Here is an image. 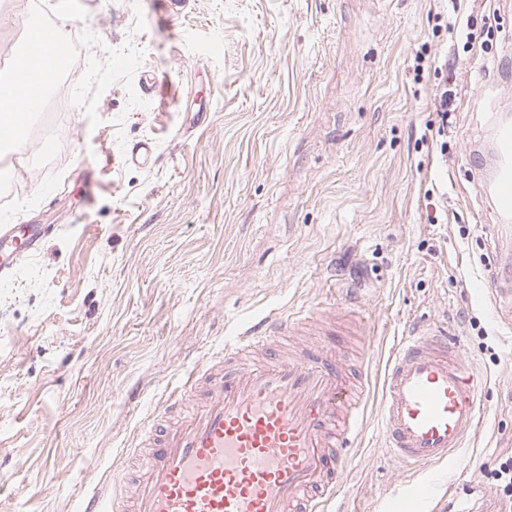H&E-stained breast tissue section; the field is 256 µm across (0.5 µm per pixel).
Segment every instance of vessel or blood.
Returning a JSON list of instances; mask_svg holds the SVG:
<instances>
[{
  "mask_svg": "<svg viewBox=\"0 0 512 512\" xmlns=\"http://www.w3.org/2000/svg\"><path fill=\"white\" fill-rule=\"evenodd\" d=\"M491 210L512 219V121L495 120ZM335 310L268 317L225 339L219 358L184 371L141 432V473L80 512H327L365 422L363 381H350L324 337ZM479 381L448 332L398 337L385 365L379 435L420 473L452 460L480 422ZM430 481L393 492L384 512H430Z\"/></svg>",
  "mask_w": 512,
  "mask_h": 512,
  "instance_id": "b4317fda",
  "label": "vessel or blood"
}]
</instances>
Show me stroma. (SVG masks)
Wrapping results in <instances>:
<instances>
[{
	"label": "stroma",
	"instance_id": "obj_1",
	"mask_svg": "<svg viewBox=\"0 0 512 512\" xmlns=\"http://www.w3.org/2000/svg\"><path fill=\"white\" fill-rule=\"evenodd\" d=\"M105 48L143 49L132 85L101 95L97 127L70 95L74 69L14 155L0 225L49 233L0 276V512H76L130 454L176 373L225 337L331 304L356 316L327 343L366 372V425L329 512H381L408 482L376 429L384 366L414 324L447 328L485 379L481 423L456 472L458 499L512 452V339L472 284L512 290V230L495 217L480 152L512 102V0H460L489 52L437 29L444 0H81ZM494 15L492 32L483 18ZM449 53L447 75L414 72ZM505 65L487 67L486 55ZM157 76L154 95L144 80ZM447 82L448 152L421 147ZM147 107H129V90ZM147 140L151 166L126 159ZM446 188L448 221L426 219ZM369 366H362V356Z\"/></svg>",
	"mask_w": 512,
	"mask_h": 512
}]
</instances>
